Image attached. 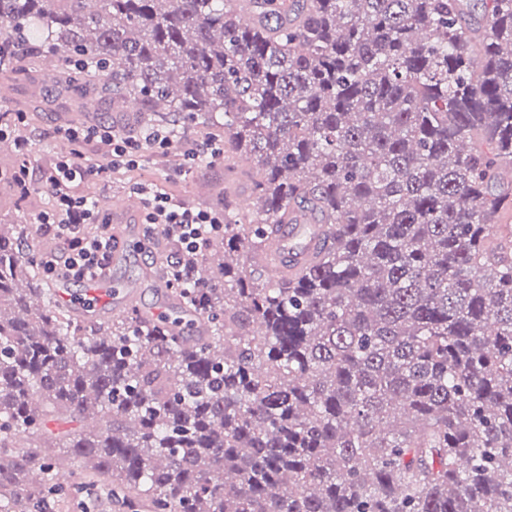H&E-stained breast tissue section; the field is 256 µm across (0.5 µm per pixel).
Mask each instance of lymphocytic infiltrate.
I'll return each mask as SVG.
<instances>
[{"label":"lymphocytic infiltrate","instance_id":"1","mask_svg":"<svg viewBox=\"0 0 512 512\" xmlns=\"http://www.w3.org/2000/svg\"><path fill=\"white\" fill-rule=\"evenodd\" d=\"M63 135L74 148L46 174L52 207L36 217L40 228L51 232L63 250L42 254L40 265L47 278L86 283L108 266L116 238L111 217L101 213L93 196L78 193V185L89 179L108 180L116 169L137 168L147 156L167 153L175 143L169 131L159 126L144 128L136 138L105 126L69 127ZM93 141L104 147L107 164L87 163L81 147ZM135 190L143 197L146 242L160 234L173 244L164 263L168 285L198 287L194 265L224 237L223 206L193 207L153 183L137 184Z\"/></svg>","mask_w":512,"mask_h":512}]
</instances>
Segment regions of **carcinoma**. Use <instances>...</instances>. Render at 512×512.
Listing matches in <instances>:
<instances>
[{"label":"carcinoma","instance_id":"carcinoma-1","mask_svg":"<svg viewBox=\"0 0 512 512\" xmlns=\"http://www.w3.org/2000/svg\"><path fill=\"white\" fill-rule=\"evenodd\" d=\"M461 2L0 0L5 72L49 53L258 177L173 319L88 329L0 224V512H49L63 459L130 512H512V0ZM302 208L324 252L273 279Z\"/></svg>","mask_w":512,"mask_h":512}]
</instances>
